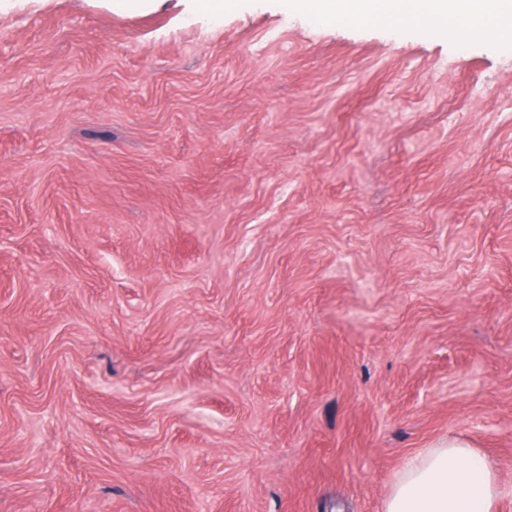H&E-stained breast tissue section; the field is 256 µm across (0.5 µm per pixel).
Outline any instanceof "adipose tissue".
I'll use <instances>...</instances> for the list:
<instances>
[{"label":"adipose tissue","mask_w":512,"mask_h":512,"mask_svg":"<svg viewBox=\"0 0 512 512\" xmlns=\"http://www.w3.org/2000/svg\"><path fill=\"white\" fill-rule=\"evenodd\" d=\"M327 22L371 26L427 20L448 40L479 35L512 41V0H299ZM503 488L492 465L464 438L409 456L384 512H497Z\"/></svg>","instance_id":"ef3b65f1"}]
</instances>
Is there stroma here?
<instances>
[{"instance_id":"35a3bbf8","label":"stroma","mask_w":512,"mask_h":512,"mask_svg":"<svg viewBox=\"0 0 512 512\" xmlns=\"http://www.w3.org/2000/svg\"><path fill=\"white\" fill-rule=\"evenodd\" d=\"M512 512V44L284 0H0V512ZM503 488L492 465L462 437L409 456L383 512H498Z\"/></svg>"}]
</instances>
